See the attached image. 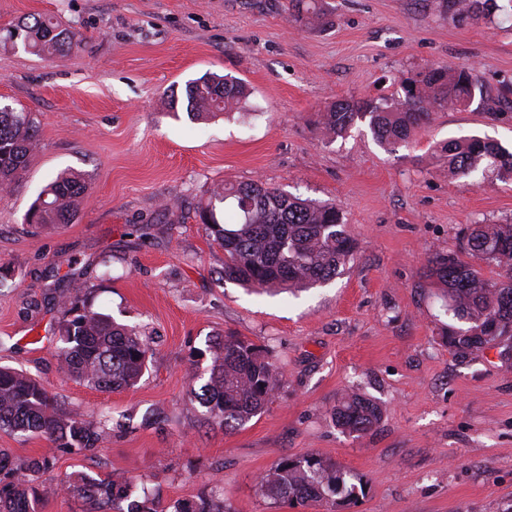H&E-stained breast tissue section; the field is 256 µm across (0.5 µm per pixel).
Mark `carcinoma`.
<instances>
[{
    "mask_svg": "<svg viewBox=\"0 0 512 512\" xmlns=\"http://www.w3.org/2000/svg\"><path fill=\"white\" fill-rule=\"evenodd\" d=\"M439 7L461 23L491 21L504 10L497 0H440ZM25 48L45 59L65 56L75 33L54 18L32 15L14 24ZM403 95L378 103L342 99L318 115L327 138L345 135L359 119L368 120L377 142L392 148L406 143L413 132L442 109H460L483 95V84L468 66L431 67L402 81ZM248 95L233 77H202L185 87V110L193 119L231 110ZM39 135L32 113L0 107V187H10L27 166ZM448 159V175L470 176L491 171L512 180V151L493 139L450 138L440 147ZM85 183L77 176L50 182L25 216L29 226L69 224L76 216ZM233 200L236 221H219L216 203ZM198 216L213 240L224 248V276L243 286L269 292H297L325 283L340 273L357 243L333 203L302 199L259 181L224 185L213 190L211 202ZM459 250L428 259L424 274L441 288L448 326V349L466 355L502 347L512 351V221L467 224L459 233ZM478 260L498 269L487 279L476 269ZM69 318L58 326L57 355L67 376L101 392L129 389L148 370L153 352L142 335L96 312L72 284L57 296ZM283 375L267 350L238 336L226 335L211 345L207 380L191 389V400L209 418L233 431L260 415L272 402ZM331 418L342 431L363 435L379 424L382 410L354 391L337 399ZM0 430L37 434L55 448L98 455L101 434L57 409L43 385L28 374L0 366ZM53 467V456L15 459L0 449V512H35L34 505L63 490L82 499L88 512H226L218 490L196 502L160 506L147 495L131 499V480L112 474L104 479L78 474L59 484L41 476ZM261 494L273 501L308 504L350 502L357 486L347 484L330 459L316 454L281 459L260 475Z\"/></svg>",
    "mask_w": 512,
    "mask_h": 512,
    "instance_id": "obj_1",
    "label": "carcinoma"
}]
</instances>
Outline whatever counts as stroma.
Wrapping results in <instances>:
<instances>
[{"label": "stroma", "mask_w": 512, "mask_h": 512, "mask_svg": "<svg viewBox=\"0 0 512 512\" xmlns=\"http://www.w3.org/2000/svg\"><path fill=\"white\" fill-rule=\"evenodd\" d=\"M323 3L322 18L293 21L288 0H0V104L40 124L0 196V365L40 380L102 435L87 458L0 432L12 457L54 454L46 481L118 473L164 506L216 487L229 512H512V358L451 352L420 272L457 251L464 225L512 219V181L452 178L435 157L451 137L512 150V16L461 26L437 0ZM30 15L79 38L40 59L5 38ZM433 65L473 67L484 97L433 113L392 151L364 121L332 142L317 129L336 100L397 96L401 79ZM207 73L242 79L246 105L191 119L185 85ZM62 172L88 187L73 222L25 229ZM250 180L336 203L358 248L334 280L269 295L224 278V249L198 210L214 188ZM54 268L75 274L92 309L148 336L154 357L136 387L106 393L64 375ZM227 334L268 350L283 374L266 411L231 432L190 395ZM352 389L382 408L357 438L330 417ZM305 454L335 461L362 486L358 502L293 507L260 494L262 473Z\"/></svg>", "instance_id": "obj_1"}]
</instances>
